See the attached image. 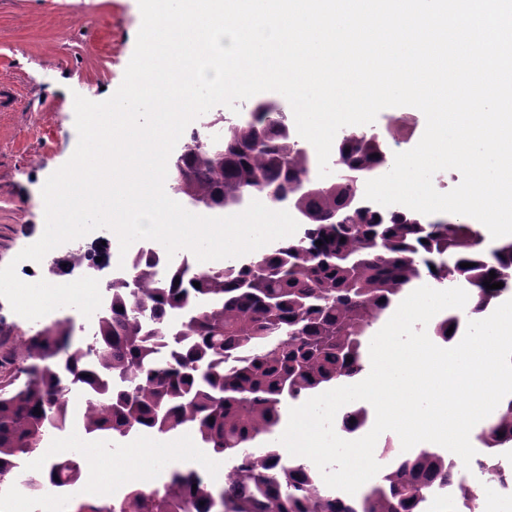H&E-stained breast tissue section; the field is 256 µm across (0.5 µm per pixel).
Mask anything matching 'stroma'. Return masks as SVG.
I'll return each instance as SVG.
<instances>
[{
	"instance_id": "35a3bbf8",
	"label": "stroma",
	"mask_w": 512,
	"mask_h": 512,
	"mask_svg": "<svg viewBox=\"0 0 512 512\" xmlns=\"http://www.w3.org/2000/svg\"><path fill=\"white\" fill-rule=\"evenodd\" d=\"M140 26L138 0H0V267L44 231L42 186L78 143L75 96L95 101L115 93ZM425 125L420 110L402 106L382 110L362 131L380 135L391 156L412 149ZM55 320L78 338L88 325L72 307L30 321L0 298V348L11 349ZM62 444L80 452L90 474L71 490L80 500L153 486L176 469L197 470L220 484L229 463L182 434L148 433L128 447L108 448L73 432Z\"/></svg>"
}]
</instances>
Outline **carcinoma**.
<instances>
[{"label":"carcinoma","instance_id":"cac0c4a2","mask_svg":"<svg viewBox=\"0 0 512 512\" xmlns=\"http://www.w3.org/2000/svg\"><path fill=\"white\" fill-rule=\"evenodd\" d=\"M256 105L246 122L224 125L219 148L186 147L172 191L208 210L239 205L251 193L272 204L286 200L303 218V235L250 262L205 271L161 251H139L128 262L129 275L106 287L110 311L94 322L90 339H74L59 321L23 337L9 353L16 372L0 375V492L79 480L82 462L71 451L23 470L74 409L83 436L108 445L131 431L185 433L212 454L237 460L242 449L274 434L284 403L358 376L369 327L417 281L464 283L466 318L476 320L492 298L484 285L490 272L495 283L512 279V241L486 252L466 218L427 222L406 210L376 211L347 179L296 189L307 180L311 156L296 140L288 108L274 111L268 100ZM338 152L341 166L369 179L386 163L373 135L346 134ZM73 387L83 393L77 408ZM368 418L367 408L351 407L339 428ZM483 433L488 448L499 435L512 436V397L501 401ZM447 476L441 452L423 448L396 457L381 484L358 499H338L320 492L307 468L270 455L243 463L221 485L176 470L154 487L131 489L112 507L98 501L68 507L409 512Z\"/></svg>","mask_w":512,"mask_h":512}]
</instances>
